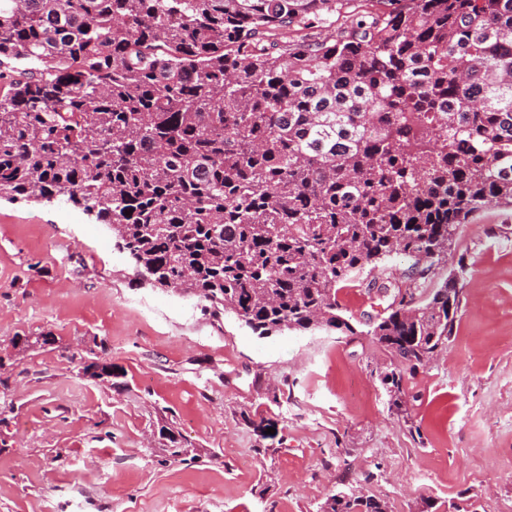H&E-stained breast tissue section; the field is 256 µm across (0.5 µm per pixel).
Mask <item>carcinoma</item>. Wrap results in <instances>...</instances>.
<instances>
[{"instance_id": "obj_1", "label": "carcinoma", "mask_w": 512, "mask_h": 512, "mask_svg": "<svg viewBox=\"0 0 512 512\" xmlns=\"http://www.w3.org/2000/svg\"><path fill=\"white\" fill-rule=\"evenodd\" d=\"M338 3L0 0V58L21 65L0 71V199L65 201L137 279L261 337H370L408 417L460 305L454 271L424 280L470 218L512 207V0H405L313 37ZM395 255L418 305L360 330L338 293ZM78 360L112 377L95 351ZM321 512L388 510L357 491Z\"/></svg>"}]
</instances>
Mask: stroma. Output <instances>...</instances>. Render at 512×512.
I'll return each instance as SVG.
<instances>
[{
	"label": "stroma",
	"instance_id": "1",
	"mask_svg": "<svg viewBox=\"0 0 512 512\" xmlns=\"http://www.w3.org/2000/svg\"><path fill=\"white\" fill-rule=\"evenodd\" d=\"M460 261L455 333L409 381L407 424L369 337H258L137 282L73 206L0 201V512H320L353 489L388 512H512V208L461 226L429 287ZM42 334L57 348L18 349ZM99 345L108 382L70 359ZM170 417L195 460L168 458Z\"/></svg>",
	"mask_w": 512,
	"mask_h": 512
}]
</instances>
